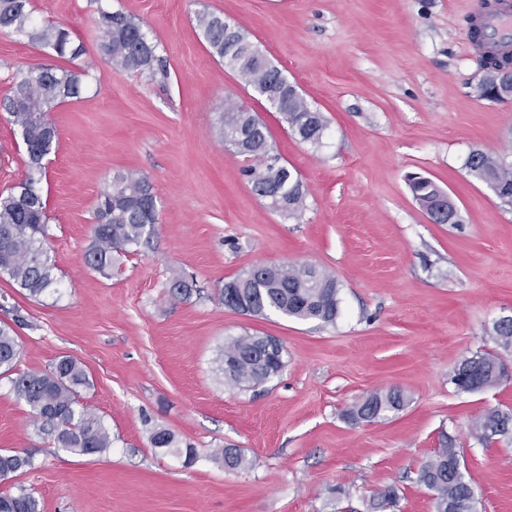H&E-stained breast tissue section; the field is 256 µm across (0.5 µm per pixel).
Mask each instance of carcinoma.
Here are the masks:
<instances>
[{
  "mask_svg": "<svg viewBox=\"0 0 512 512\" xmlns=\"http://www.w3.org/2000/svg\"><path fill=\"white\" fill-rule=\"evenodd\" d=\"M101 31L100 51L113 73L136 72L150 79L166 72V62L157 55L141 24L125 13L101 11L97 21ZM198 26L208 44L210 54L235 71L260 95L275 89L281 94L276 108L289 129L300 133L303 141L315 146L323 142L328 129L324 114L312 109L298 91L288 92V78L252 43L234 45L225 37L230 21L204 11L198 15ZM0 29L29 31L31 40L51 47L67 61L80 58L84 46L70 39L69 32L52 24L37 25L30 0H0ZM83 73L66 68L34 69L18 81L0 106L13 117L18 134L25 145V178L0 193V275L13 285L38 298L58 287L56 266L47 249V214L45 201L38 189L44 172L43 160L57 144V129L50 119L53 109L83 92ZM224 145L233 152L255 160L246 169L251 189L265 200L269 208L284 216H296L305 206L306 191L299 173L280 163L273 153L266 124L253 112L231 102L224 103L222 116ZM466 168L477 180L498 190L496 197L512 199V164L499 155L480 151L468 156ZM412 197L419 207L430 213L439 187L429 180L408 181ZM156 196L147 177L132 171L113 173L108 189L95 208L96 224L92 225L86 247V265L107 277L116 257L150 242L158 224ZM253 273L243 271L224 283L220 300L224 306L235 301L242 305L240 313L263 316L278 313L298 321L336 323L340 312L339 283L331 273L312 264L252 266ZM196 284L182 277L171 282L168 297L173 301L188 299ZM492 335L506 351L512 350V323L494 322ZM19 356L14 330L0 326V377L10 376L16 398L34 415L33 425L49 438L55 447L79 455L106 452L112 447V435L101 417L80 402V389L90 386L81 363L71 356L59 357L47 371L13 374ZM473 378L461 385L460 369L469 364L464 358L450 376L457 391L475 393L500 384L497 370L503 361L490 353H475ZM224 380L239 387L263 384L284 368L283 347L270 336L245 334L224 343ZM409 397L402 389L390 388L370 393L349 410V420L371 423L397 413L408 405ZM479 441L512 439V411L491 408L470 427ZM153 448L185 455L192 463L196 449L182 448L175 435L163 427L150 436ZM460 456L454 441L444 438L441 447L425 460L417 473V482L432 492L435 512H448L450 505H462L475 495L471 478L452 469ZM212 459L228 470L246 468L250 461L239 448H219ZM31 456L18 451L0 453V482H6L32 469ZM397 490L388 487L373 499L371 508L386 512L397 500ZM0 512H42L40 500L24 488L17 492H0Z\"/></svg>",
  "mask_w": 512,
  "mask_h": 512,
  "instance_id": "cac0c4a2",
  "label": "carcinoma"
}]
</instances>
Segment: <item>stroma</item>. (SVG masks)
<instances>
[{"instance_id": "1", "label": "stroma", "mask_w": 512, "mask_h": 512, "mask_svg": "<svg viewBox=\"0 0 512 512\" xmlns=\"http://www.w3.org/2000/svg\"><path fill=\"white\" fill-rule=\"evenodd\" d=\"M480 0H32L37 22L67 29L86 54L65 62L27 35L0 31V97L30 69L84 71L81 98L56 106L58 142L40 184L47 247L60 279L33 299L0 277V324H14L17 372L45 371L62 355L92 382L81 401L104 420L112 448L77 455L31 423L0 380V449L30 453L12 486L43 512H371L396 487L389 512H434L421 464L452 437L479 512H512V441L469 433L491 408H512V380L458 392L450 374L512 315V207L467 170L476 149L512 162V102L475 96L480 54L468 20ZM120 10L140 22L167 78L115 74L102 63L96 21ZM213 11L237 23L326 116L321 146L303 142L270 104L218 62L196 26ZM257 113L284 163L301 175L300 219L270 211L242 157L225 147V98ZM0 111V191L25 175V148ZM146 176L158 202L151 243L110 278L84 260L94 208L114 172ZM447 191L456 224H435L413 200L408 174ZM310 263L340 284L332 325L224 307L219 290L257 264ZM196 292L171 302L174 274ZM277 338L285 366L242 390L225 383L224 344ZM402 388L399 413L355 424L348 411L377 390ZM169 429L184 456L152 448ZM241 448L230 472L215 449ZM150 445L152 448L166 449L175 454H185V461H187V463H192L197 458L195 448L188 446L181 448L175 435L169 429L163 427H158L152 432Z\"/></svg>"}]
</instances>
